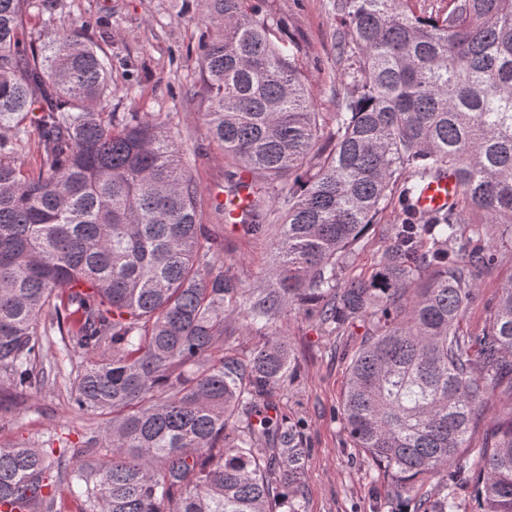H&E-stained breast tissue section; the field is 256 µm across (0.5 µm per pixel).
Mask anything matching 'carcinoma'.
<instances>
[{"label": "carcinoma", "mask_w": 512, "mask_h": 512, "mask_svg": "<svg viewBox=\"0 0 512 512\" xmlns=\"http://www.w3.org/2000/svg\"><path fill=\"white\" fill-rule=\"evenodd\" d=\"M198 37L201 119L224 158L218 224L245 236L277 226L276 263L249 291L224 268L201 190L159 119L105 118L112 62L84 28L48 19L28 35L33 0H0V393L48 387L38 328L50 321L91 361L79 412L111 416L88 441L104 468L48 482L33 446L0 447V504L54 512L78 487L86 512H275L301 495L300 423L259 407L296 369L273 330L283 309L330 333L359 325L341 417L354 447L391 476L398 512H457L477 479L480 512H512V405L460 453L496 389L512 391V278L481 329L463 328L482 276L512 228V0H331L338 81L330 122L313 110L299 41L250 0H205ZM32 113L41 166L16 157ZM448 169L455 201L423 212L419 185ZM399 208L369 273L346 280L375 218ZM258 334L250 356L224 350L228 314ZM441 476L440 490L412 492Z\"/></svg>", "instance_id": "cac0c4a2"}]
</instances>
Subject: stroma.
<instances>
[{"mask_svg": "<svg viewBox=\"0 0 512 512\" xmlns=\"http://www.w3.org/2000/svg\"><path fill=\"white\" fill-rule=\"evenodd\" d=\"M57 19L84 26L86 35L112 59L111 109L117 113H161L180 143L191 173L203 192L224 183L221 151L212 143L193 95L198 89L194 60L198 53L202 0H61ZM277 13L290 34L300 40L303 72L314 92L317 111L330 114L336 103L334 32L336 19L326 0H254ZM224 237V265L245 289L264 286L275 253L268 238L245 237L233 225L219 227ZM497 246L498 265L480 282L466 324L480 328L500 286L512 278V233ZM297 367L288 387L270 393L266 407L304 426L301 503L304 512H385L379 494L389 484L368 456L355 448L340 416V403L351 357L363 330L328 334L310 316L284 310L277 321ZM40 361L45 369L61 368L53 386L0 402V446L29 443L40 448L49 465L81 456L90 432L107 425L105 415L80 413L71 401V383L87 365L80 352H65L57 330L40 327Z\"/></svg>", "mask_w": 512, "mask_h": 512, "instance_id": "35a3bbf8", "label": "stroma"}]
</instances>
